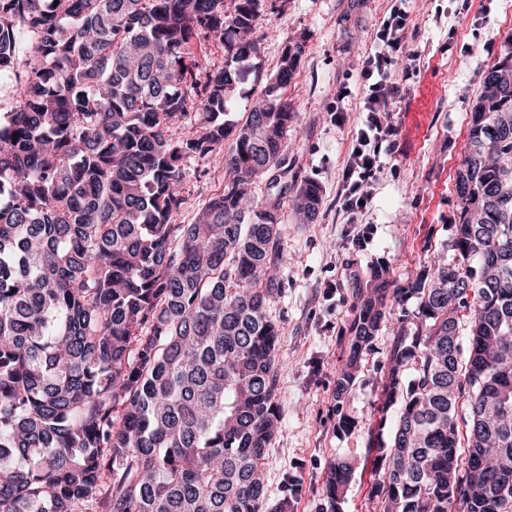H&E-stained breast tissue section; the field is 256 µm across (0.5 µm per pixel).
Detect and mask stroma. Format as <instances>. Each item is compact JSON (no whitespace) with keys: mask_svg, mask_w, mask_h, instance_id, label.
<instances>
[{"mask_svg":"<svg viewBox=\"0 0 512 512\" xmlns=\"http://www.w3.org/2000/svg\"><path fill=\"white\" fill-rule=\"evenodd\" d=\"M395 8L408 15L402 38L410 53L392 66L405 88L392 112L395 148L352 224L338 190L364 118L360 70ZM260 33L258 52L237 64L241 79L226 118H240L276 72L286 46L302 43L287 90L299 131L288 148L299 180L322 190L314 223H298L289 214L279 226L288 286L269 316L280 326L282 422L264 461L265 510L321 512L323 482L336 462L346 461L353 476L338 512H372L380 477L369 439L381 416L378 383L391 332L382 328L343 404H335L352 314L348 282L380 260L401 283L434 262L453 261L456 172L484 74L512 44V0H266ZM223 185V172L211 159L191 162L188 202L176 223H190ZM341 412L354 418L352 432L337 430Z\"/></svg>","mask_w":512,"mask_h":512,"instance_id":"1","label":"stroma"}]
</instances>
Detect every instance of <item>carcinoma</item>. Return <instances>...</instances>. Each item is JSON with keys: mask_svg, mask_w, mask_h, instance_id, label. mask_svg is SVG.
Segmentation results:
<instances>
[{"mask_svg": "<svg viewBox=\"0 0 512 512\" xmlns=\"http://www.w3.org/2000/svg\"><path fill=\"white\" fill-rule=\"evenodd\" d=\"M261 16V0H0L16 95L0 113V512H264L279 224L286 205L311 223L322 195L288 161L303 45L224 121ZM201 34L223 66L194 58ZM219 152L224 190L174 223L188 164ZM456 189L455 262L400 286L378 262L352 285L338 408L387 298L417 304L387 349L379 512H512V49L484 75ZM351 476L330 470L329 512Z\"/></svg>", "mask_w": 512, "mask_h": 512, "instance_id": "cac0c4a2", "label": "carcinoma"}]
</instances>
